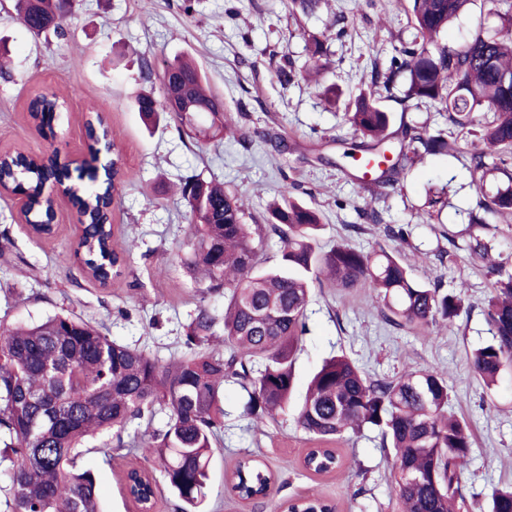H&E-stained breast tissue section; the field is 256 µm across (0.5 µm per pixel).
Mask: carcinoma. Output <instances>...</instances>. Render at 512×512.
Wrapping results in <instances>:
<instances>
[{
    "label": "carcinoma",
    "mask_w": 512,
    "mask_h": 512,
    "mask_svg": "<svg viewBox=\"0 0 512 512\" xmlns=\"http://www.w3.org/2000/svg\"><path fill=\"white\" fill-rule=\"evenodd\" d=\"M60 0H15L25 28L41 35H65ZM468 0H410L416 33L402 51L400 65L376 82L390 90L397 74L408 75L409 96L437 103L459 132H475L467 145L470 169L486 177L503 170L512 154V0L503 13L508 31H476L457 49L440 43L448 23ZM163 76L182 77L196 113H214L219 133L232 132L220 106L206 88L200 68L184 58L164 64ZM178 87L164 84L163 97L142 93L138 111L151 117L170 111ZM349 120L360 142L353 150L386 166L380 183L391 185L403 167L424 155L456 146L426 127L404 132L391 142L390 113L375 92L360 94ZM88 147L109 149V128L96 116L86 123ZM0 180L27 192L25 220L37 232L47 220L46 185L55 184L74 204L96 219L77 242L74 259L90 277L104 284L120 276L136 241L112 245V224L106 206L112 184L103 177L95 194L80 190L67 170L45 168L34 159L0 161ZM294 185L282 186V202L270 206L268 232L283 243L279 266L256 273L257 247L252 225L244 222L243 201L224 185L202 178L182 187L188 207L192 270L208 282L207 291L224 293V317L207 307L197 310L187 326V354L163 362L149 353L110 339L72 315H55L37 323L0 327V464L7 463L0 486L8 512H101L96 480L78 465L84 442L106 433L98 452L108 456L123 446V433L145 414H163L161 426L141 448L163 468L169 486L186 504L183 512H200L206 498L212 440L224 427V385L245 393L243 413L273 419L288 407L295 387L294 363L306 331L309 284L326 277L338 288H360L389 323L398 327L446 325L460 314L458 296L439 284L416 278L403 258L384 247L371 254L348 244L328 250L317 245L319 212L294 196ZM512 216V175L497 184L484 214H470V223L488 224ZM470 250L498 271L503 262L491 258L492 247L481 239ZM492 340L470 358L473 375L486 387L512 367V274L492 284L487 300ZM224 326L228 353L206 350L218 323ZM451 389L434 368L407 372L393 380L374 378L344 355L323 362L308 384L295 419L307 434L332 442L374 429L393 458L390 500L399 512H512V486L495 488L486 501L462 492L461 474L475 448L469 422L448 412ZM321 473L340 465L333 448L309 455ZM271 474L257 461L238 466L232 488L244 498L262 494ZM149 478L132 479L129 494L148 499Z\"/></svg>",
    "instance_id": "obj_1"
}]
</instances>
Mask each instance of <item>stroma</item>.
I'll list each match as a JSON object with an SVG mask.
<instances>
[{"label":"stroma","mask_w":512,"mask_h":512,"mask_svg":"<svg viewBox=\"0 0 512 512\" xmlns=\"http://www.w3.org/2000/svg\"><path fill=\"white\" fill-rule=\"evenodd\" d=\"M13 0H0V37L10 64L0 73V150L41 155L58 150L60 163L85 149L84 120L101 113L132 180L123 181L112 206L114 245L138 242L126 272L102 285L85 277L69 257L75 240L74 215L58 198L56 232L31 235L20 220V202L0 194V323L17 325L55 314H71L112 339L147 350L163 361L181 358L184 328L199 307L224 313V296L186 266L190 253L188 208L180 188L198 175L243 194L245 221L267 224L268 206L284 180L298 183V199L322 215V249L346 241L368 253L378 244L399 250L419 278L438 280L443 291L460 295L463 308L452 325L396 329L362 291L314 286L307 307V331L295 363V397L325 358L343 353L376 378L392 379L432 367L452 390L451 409L467 418L476 452L462 474L465 494L488 495L512 485V371L493 394L473 376L469 355L492 339L486 303L496 273L474 255L473 239L491 242L508 256L512 273V218L482 227L470 223L485 192L462 161L428 155L405 170L396 187L367 183L344 158L355 142L347 114L361 89L389 72L413 35L407 0H329L313 13L290 0H76L64 23L65 36L30 33L14 16ZM491 0H471L448 26L442 41L456 48L477 28L497 29ZM324 38V80L335 85L336 104L305 81L310 37ZM192 58L209 88L224 104V117L238 129L233 137H212L208 118L195 123L197 139L180 137L184 116L161 114L146 126L132 98L145 90L162 96V63ZM405 77H397L381 104L392 114L394 136L427 125L447 130L448 115L424 101L406 99ZM64 100L49 141L33 125L28 104L38 94ZM443 192L439 214L429 215L431 194ZM376 209L383 221L351 232L361 211ZM403 238L384 237L385 227ZM449 252L448 261L438 259ZM245 396L232 383L224 392V429L214 441L204 512H276L291 498L318 496L336 512H396L389 499L392 460L377 432L335 441L342 459L335 471L307 470L302 460L316 440L299 429L293 413L256 422L242 414ZM160 419L141 420L133 436L111 456L87 452L82 463L96 477L103 512H136L126 490L131 469L155 479L156 512H179L181 502L154 459L138 448ZM264 462L277 476L265 499L246 501L226 489L244 456Z\"/></svg>","instance_id":"1"}]
</instances>
